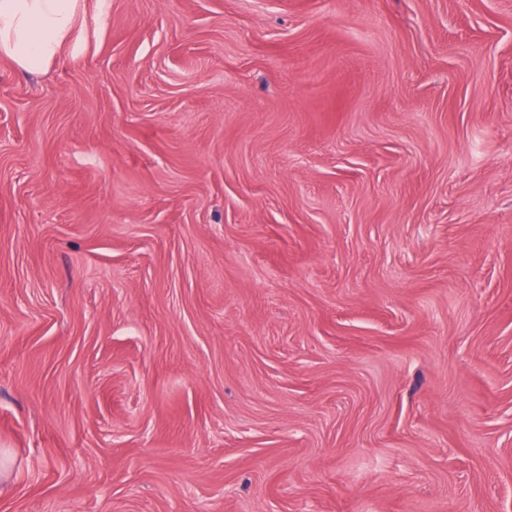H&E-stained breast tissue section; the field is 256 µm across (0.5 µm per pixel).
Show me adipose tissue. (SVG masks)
I'll list each match as a JSON object with an SVG mask.
<instances>
[{"mask_svg": "<svg viewBox=\"0 0 512 512\" xmlns=\"http://www.w3.org/2000/svg\"><path fill=\"white\" fill-rule=\"evenodd\" d=\"M78 0H0V53L36 72L59 58L78 19Z\"/></svg>", "mask_w": 512, "mask_h": 512, "instance_id": "ef3b65f1", "label": "adipose tissue"}]
</instances>
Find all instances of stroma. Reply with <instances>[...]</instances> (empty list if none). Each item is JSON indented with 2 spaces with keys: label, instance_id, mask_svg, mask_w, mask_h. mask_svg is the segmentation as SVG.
I'll use <instances>...</instances> for the list:
<instances>
[{
  "label": "stroma",
  "instance_id": "obj_1",
  "mask_svg": "<svg viewBox=\"0 0 512 512\" xmlns=\"http://www.w3.org/2000/svg\"><path fill=\"white\" fill-rule=\"evenodd\" d=\"M0 54V512H512V0H81ZM77 0H1L0 52L29 72L59 58L78 19Z\"/></svg>",
  "mask_w": 512,
  "mask_h": 512
}]
</instances>
